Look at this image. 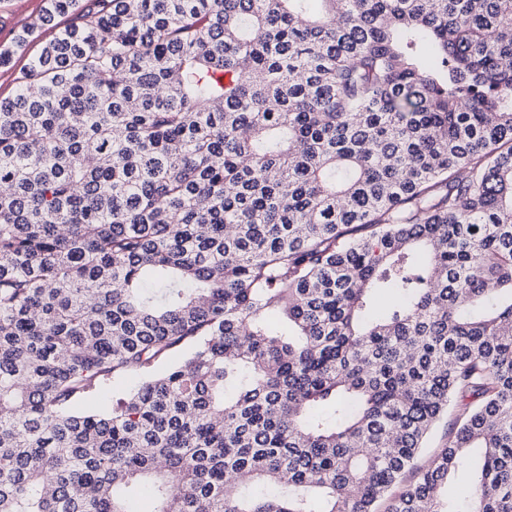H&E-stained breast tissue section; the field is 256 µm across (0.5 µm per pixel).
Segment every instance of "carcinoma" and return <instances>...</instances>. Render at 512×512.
Listing matches in <instances>:
<instances>
[{
    "mask_svg": "<svg viewBox=\"0 0 512 512\" xmlns=\"http://www.w3.org/2000/svg\"><path fill=\"white\" fill-rule=\"evenodd\" d=\"M98 2L0 45V512H512V0ZM54 30L52 28L42 29L33 36L27 50L22 55H17L12 68H0V96L7 97L14 93L15 74L27 62L29 56L37 52L41 42L52 37ZM455 417V412L452 409L448 410V415L445 416L432 430L427 448L419 461V464L424 463L430 455H432L438 448H442L448 438V429ZM477 462H469L462 470H459L448 487V496L453 500H462L471 484L472 476Z\"/></svg>",
    "mask_w": 512,
    "mask_h": 512,
    "instance_id": "carcinoma-1",
    "label": "carcinoma"
}]
</instances>
